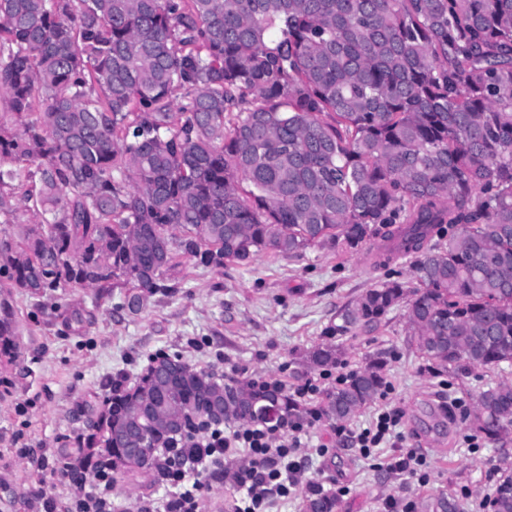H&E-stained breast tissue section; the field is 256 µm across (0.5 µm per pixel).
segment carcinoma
Here are the masks:
<instances>
[{"instance_id": "1", "label": "carcinoma", "mask_w": 512, "mask_h": 512, "mask_svg": "<svg viewBox=\"0 0 512 512\" xmlns=\"http://www.w3.org/2000/svg\"><path fill=\"white\" fill-rule=\"evenodd\" d=\"M0 288L50 297L165 287L206 266L375 239L410 260L336 311L341 337L405 307L433 375L512 363V0H0ZM0 304V353L14 349ZM385 360L326 391L343 421L384 386ZM158 369L114 389L84 447L129 473L118 437ZM224 390L233 424L304 419L284 388L195 372L182 407ZM471 428L512 433V383L479 393ZM313 494L304 512H336ZM512 512V472L494 493Z\"/></svg>"}]
</instances>
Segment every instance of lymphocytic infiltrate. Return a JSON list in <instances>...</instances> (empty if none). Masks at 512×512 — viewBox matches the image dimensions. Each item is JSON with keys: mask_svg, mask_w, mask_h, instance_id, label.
Here are the masks:
<instances>
[{"mask_svg": "<svg viewBox=\"0 0 512 512\" xmlns=\"http://www.w3.org/2000/svg\"><path fill=\"white\" fill-rule=\"evenodd\" d=\"M402 418L400 409L381 411L370 427L352 432L354 447L367 457L390 439H401ZM314 424L310 418L285 427L241 425L230 432L210 431L192 439V452L169 457L161 472L174 489L165 512H199L209 477L223 470L227 460L238 457L246 461L233 477L234 487L243 493L238 512H269L277 501L312 490L297 453L301 433ZM38 465L49 474L64 472L70 483L78 486L79 492L67 502L66 512H112V469L107 462H99L97 470L89 473L44 454Z\"/></svg>", "mask_w": 512, "mask_h": 512, "instance_id": "f902f5d3", "label": "lymphocytic infiltrate"}]
</instances>
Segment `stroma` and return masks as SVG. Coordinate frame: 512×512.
Segmentation results:
<instances>
[{"label":"stroma","instance_id":"35a3bbf8","mask_svg":"<svg viewBox=\"0 0 512 512\" xmlns=\"http://www.w3.org/2000/svg\"><path fill=\"white\" fill-rule=\"evenodd\" d=\"M373 255L369 247L352 252L313 246L289 258L262 252L217 268L183 257L169 271L167 289L147 297L135 314L125 307L120 287L102 300L91 289L62 288L51 298L12 291L17 353L12 362H0V512H44L43 498L62 504L75 495L68 481L35 473L22 449H42L63 462L75 458L111 381L132 386L155 353L178 355L236 380L262 377L292 390L317 378L322 389L335 387V379H321L309 352L327 342L338 308L390 271L408 269L404 259L375 266ZM73 306L83 309L82 323L67 321L65 312ZM343 348L340 372L360 370L380 353L392 387L387 397L346 420V427L369 426L387 405L401 409L404 444L422 450L431 479L420 486L388 470L397 453L390 445L373 457L361 456L337 435L335 422L323 418L300 437L307 480L347 487L337 512H385L389 499L417 504L440 492L457 499L459 512H482L485 494L512 470V437L483 438L478 447H468L466 417L480 391L512 382V364L461 378L429 375L401 307L377 330L346 337ZM457 398L463 407L454 406ZM170 492L155 473L118 475L112 500L115 512H141L145 506L164 512Z\"/></svg>","mask_w":512,"mask_h":512}]
</instances>
